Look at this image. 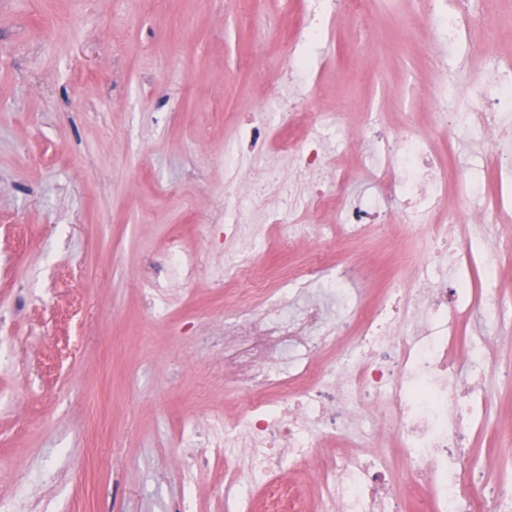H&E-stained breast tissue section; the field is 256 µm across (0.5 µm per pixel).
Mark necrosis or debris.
<instances>
[{"label":"necrosis or debris","mask_w":512,"mask_h":512,"mask_svg":"<svg viewBox=\"0 0 512 512\" xmlns=\"http://www.w3.org/2000/svg\"><path fill=\"white\" fill-rule=\"evenodd\" d=\"M476 12L474 0H413L414 15L439 21L449 46L486 63L471 77L467 100L444 79L431 102L435 123L448 130L449 148L465 138L482 145L484 159L472 172L434 161L413 122L387 130L377 117H366L348 127L347 136L373 145L378 163L367 176L378 196L356 201L344 189L345 166L329 164L322 150L330 113L288 106L273 143L277 150L294 149L298 175L333 169L332 184L316 181L308 195V209L336 207L335 223L321 225V236L361 240L377 225L400 224L423 233L424 257L448 248L452 273L405 278L401 269L410 257L397 251L382 301L356 309L354 337L336 360L321 364L317 355L335 344V327L324 321L319 304L290 315L279 297L320 281L324 266L316 261L270 284L258 276L255 261L233 263L224 283L234 286L240 315L224 322L223 361L243 382L249 404L237 420L214 416L207 430L186 439L183 471L225 462L226 449L241 448L246 479L263 482L325 448L329 454L316 478L322 512H405V497L392 490L387 455L361 450L359 425L380 420L390 427L411 484L424 490L427 512H512V493L488 500L467 479L465 450L492 410L482 388L492 349L474 336L465 359L452 354L460 323L472 311L497 324L508 319L496 297L498 270L479 241L481 227L512 217V62L491 56L493 26H486L483 41L470 38ZM489 173L494 186L484 194L478 223H461L457 211L447 209L448 197L464 199L465 188ZM397 325L407 333L392 336ZM243 480L237 470L225 471L224 512H245Z\"/></svg>","instance_id":"4bbe7bcc"}]
</instances>
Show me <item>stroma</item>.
Instances as JSON below:
<instances>
[{
    "mask_svg": "<svg viewBox=\"0 0 512 512\" xmlns=\"http://www.w3.org/2000/svg\"><path fill=\"white\" fill-rule=\"evenodd\" d=\"M302 0H0V496L25 469H44L37 496L50 512H224V469L184 477L182 437L216 414L245 410L243 386L209 349L224 336L216 283L224 254L255 250L266 276L302 268L310 241L260 249L225 241L217 203L239 206L251 171L290 176L291 154L236 150L237 124L275 129L270 98L343 115L377 112L400 125L419 113L438 161L448 133L426 116L442 68L466 79L475 63L449 53L408 0H365L361 14L324 12L323 37L305 49L310 71L286 81L280 24ZM379 79H368L374 68ZM396 228L362 242L322 239L328 266L357 261L368 280L329 307L335 358L351 339L355 304L377 302L392 268ZM179 239L195 280L171 275ZM166 283L154 304L149 279ZM493 418L467 450L483 496L512 463V347L485 381ZM317 460L284 469L281 512H319Z\"/></svg>",
    "mask_w": 512,
    "mask_h": 512,
    "instance_id": "35a3bbf8",
    "label": "stroma"
}]
</instances>
